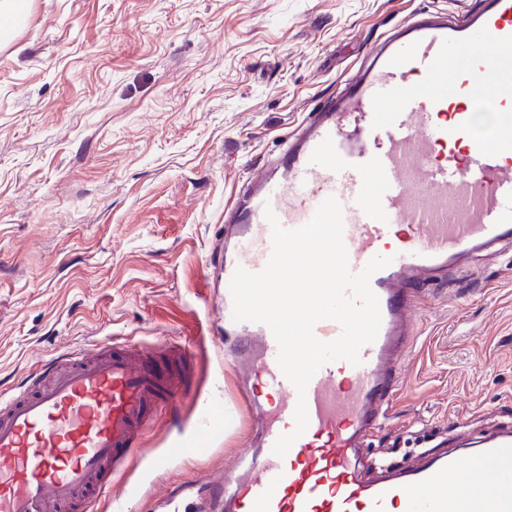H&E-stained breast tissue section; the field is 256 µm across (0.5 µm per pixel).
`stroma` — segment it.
<instances>
[{"instance_id":"35a3bbf8","label":"stroma","mask_w":512,"mask_h":512,"mask_svg":"<svg viewBox=\"0 0 512 512\" xmlns=\"http://www.w3.org/2000/svg\"><path fill=\"white\" fill-rule=\"evenodd\" d=\"M448 0H27L0 33V390L61 351L191 342L190 401L130 456L127 512H219L252 426L223 368L224 203L371 46ZM390 425L406 464L512 422V250L413 311Z\"/></svg>"}]
</instances>
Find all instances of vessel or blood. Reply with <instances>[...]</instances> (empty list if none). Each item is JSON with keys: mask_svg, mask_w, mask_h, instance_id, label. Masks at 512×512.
Returning <instances> with one entry per match:
<instances>
[{"mask_svg": "<svg viewBox=\"0 0 512 512\" xmlns=\"http://www.w3.org/2000/svg\"><path fill=\"white\" fill-rule=\"evenodd\" d=\"M480 109L495 116L489 130L474 123ZM331 197L343 209L351 272L391 260L370 278L378 335L360 365L325 364L301 396L271 330L234 322L225 298L224 327L238 336L230 360L250 376L239 400L254 425L240 477L212 483L214 497L224 512H512V426L400 468L368 471L361 454L392 416L401 354L417 334L410 309L438 275L512 246V0L425 13L374 44L225 203L224 281L266 266V210L294 230ZM193 393L148 347L105 339L57 354L0 395V512H95L103 501L124 512L113 478L154 415ZM301 398L308 427L277 457ZM465 470L483 475L480 487L454 489Z\"/></svg>", "mask_w": 512, "mask_h": 512, "instance_id": "1", "label": "vessel or blood"}]
</instances>
